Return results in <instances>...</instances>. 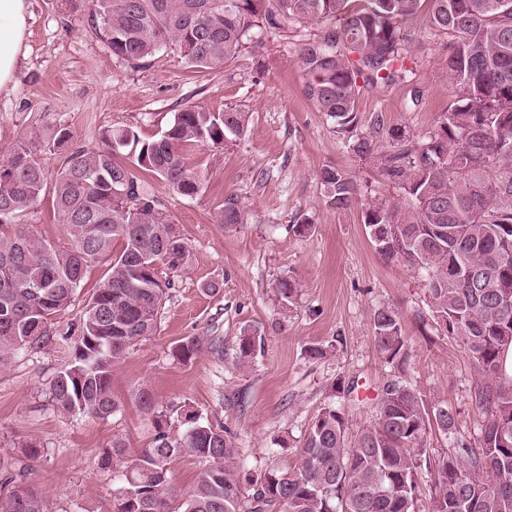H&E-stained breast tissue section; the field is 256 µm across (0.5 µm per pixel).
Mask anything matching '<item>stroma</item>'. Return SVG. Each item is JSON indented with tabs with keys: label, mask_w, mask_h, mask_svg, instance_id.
Wrapping results in <instances>:
<instances>
[{
	"label": "stroma",
	"mask_w": 512,
	"mask_h": 512,
	"mask_svg": "<svg viewBox=\"0 0 512 512\" xmlns=\"http://www.w3.org/2000/svg\"><path fill=\"white\" fill-rule=\"evenodd\" d=\"M427 18L423 10L407 23L428 42L414 54L413 85L364 90L363 118L376 114L384 127L421 133L447 111L453 101L444 69L448 39L430 36ZM252 36L264 42L261 59L246 48L231 66L206 74L194 73L168 48L133 67L113 57L91 0H31L19 69L11 89L0 94V156L39 132L35 157L52 175L67 154L53 145L62 128L72 133L74 146L92 150L116 125L153 140L190 105L249 114L244 136L230 147H200L189 156L203 182L198 195L181 197L163 181L153 182L160 209L180 228L190 259L170 275L175 286L158 313L156 333L112 372L116 412L93 419L52 404L49 386L63 363L62 347L19 351L0 363V462L27 466L26 482L49 512H112L123 464L104 463L106 449L119 439L129 455L139 454L151 445L160 420L169 434H180L182 411L235 428L251 468L294 463L312 419L327 403L344 407L348 431L357 434L375 419L380 386L397 377L418 389L426 404L454 407L463 436L479 432L470 398L474 372L463 349L436 325L423 278L383 262L363 224L369 200L395 202L401 190L347 149L333 120L305 97L295 46L268 31ZM415 89L422 94L416 105ZM327 165L357 182L360 196L350 209L328 207L319 179ZM231 193L245 221L225 226L216 216ZM303 215L311 221L308 230L291 232ZM283 278L299 285L286 309L276 293ZM212 281L220 283L219 292H207ZM382 305L402 316L408 358L400 366L386 363L375 345L372 317ZM246 328L262 333L265 343L254 366L244 370L236 364L235 346ZM187 336L223 337L224 352L206 349L191 362H178L171 350ZM312 346L322 347L324 357L309 359ZM340 381L357 382V401L336 391ZM144 390L155 400L154 412L139 406ZM233 394L243 396V406L227 405ZM31 444L45 450L32 463L26 458Z\"/></svg>",
	"instance_id": "obj_1"
}]
</instances>
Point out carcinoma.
<instances>
[{"instance_id":"carcinoma-1","label":"carcinoma","mask_w":512,"mask_h":512,"mask_svg":"<svg viewBox=\"0 0 512 512\" xmlns=\"http://www.w3.org/2000/svg\"><path fill=\"white\" fill-rule=\"evenodd\" d=\"M430 2L429 30L446 35L445 69L455 99L427 132L402 127L379 143L380 120L362 123L364 87L409 85L408 66L420 41L405 26ZM112 56L131 65L173 46L188 67L205 72L231 65L253 28L295 47L316 109L334 120L345 146L376 165L412 206L383 200L364 206L368 235L387 263L426 276L441 330L463 348L478 379L472 401L480 433L458 434L457 412L427 405L410 382L392 379L376 400L374 423L348 440L346 412L326 404L305 434L295 464L247 470L239 434L184 414L173 436L157 427L121 472L113 512H174L171 464L184 456L204 463L182 512H512V384L503 352L512 347V0H92ZM248 113L215 114L199 106L175 113L162 135L143 141L130 127H110L95 150L73 148L53 179L55 216L65 241L45 239L23 223L46 187L47 175L21 144L0 160V360L60 342L68 353L50 384L52 402L68 413L105 419L118 404L112 369L128 350L153 335L174 282L163 270L189 262L185 238L159 212L150 179L192 197L201 178L187 153L221 150L240 138ZM326 203L346 210L359 187L332 165L320 172ZM220 224L244 223L238 196L224 198ZM107 271L80 319L65 331L55 321L74 301L87 268ZM276 293L288 306L296 285L281 279ZM378 351L389 364L407 360L402 318L390 306L372 317ZM264 337L245 329L237 364L254 362ZM223 349L219 336H187L174 356L191 361L203 348ZM454 435V448L430 464L433 428ZM427 470L429 481L419 480ZM0 512H46L23 474L0 467Z\"/></svg>"}]
</instances>
